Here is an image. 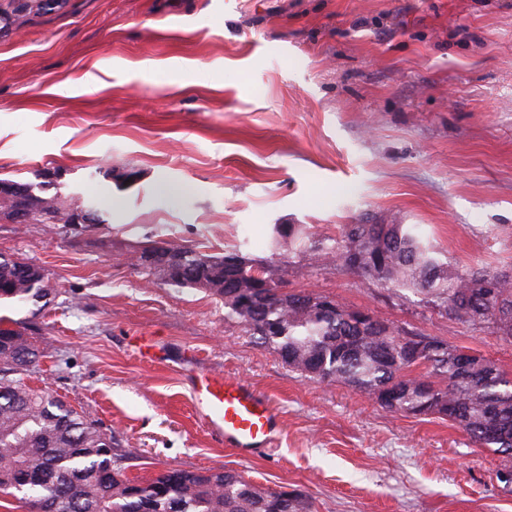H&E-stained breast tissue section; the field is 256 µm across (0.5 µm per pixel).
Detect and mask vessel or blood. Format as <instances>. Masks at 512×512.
I'll return each mask as SVG.
<instances>
[{
	"label": "vessel or blood",
	"instance_id": "vessel-or-blood-1",
	"mask_svg": "<svg viewBox=\"0 0 512 512\" xmlns=\"http://www.w3.org/2000/svg\"><path fill=\"white\" fill-rule=\"evenodd\" d=\"M192 395L196 410L225 442L248 451L272 445L276 410L244 381L202 373L192 383Z\"/></svg>",
	"mask_w": 512,
	"mask_h": 512
}]
</instances>
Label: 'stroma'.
Here are the masks:
<instances>
[{
	"label": "stroma",
	"mask_w": 512,
	"mask_h": 512,
	"mask_svg": "<svg viewBox=\"0 0 512 512\" xmlns=\"http://www.w3.org/2000/svg\"><path fill=\"white\" fill-rule=\"evenodd\" d=\"M0 178L57 180L100 224L0 220V253L35 264L46 308L0 304L49 387L134 449L129 477L224 468L312 512H512L501 455L436 415L389 411L256 345L224 301L137 262L153 240L268 262L326 296L494 361L512 342L409 289L296 255L342 224H413L452 268L512 272V0H0ZM155 337L158 363L132 337ZM198 370L275 405L271 452H239L194 411Z\"/></svg>",
	"instance_id": "1"
}]
</instances>
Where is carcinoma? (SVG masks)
Instances as JSON below:
<instances>
[{
	"mask_svg": "<svg viewBox=\"0 0 512 512\" xmlns=\"http://www.w3.org/2000/svg\"><path fill=\"white\" fill-rule=\"evenodd\" d=\"M30 203L26 224L70 223L60 187L26 183ZM55 193L47 195L50 189ZM298 244L299 253L330 255L369 283L411 288L439 313L464 324L486 323L512 340V273L476 270L448 273V261L409 224H344L334 238L312 240L293 224L276 227ZM183 258L182 278L174 288H192L206 265L224 281L225 317L237 320L254 343L273 350L289 368L320 382L348 386L376 401L389 387L406 393L396 413L437 414L459 425L472 443L502 455V471L512 473V378L493 362L473 356L457 363L456 349L417 362L409 344L417 334L338 303L320 310L327 298L296 293L276 296L266 264L227 251L206 254L167 240L159 243ZM258 275L268 287L248 304L239 302L233 282ZM41 267L0 254V300L48 303ZM42 357L22 328L0 317V494L23 512H311L303 495L261 488L242 474L222 468L190 471L169 467L148 479L129 478L115 458L112 436L46 389L34 388L25 375Z\"/></svg>",
	"mask_w": 512,
	"mask_h": 512,
	"instance_id": "1",
	"label": "carcinoma"
}]
</instances>
